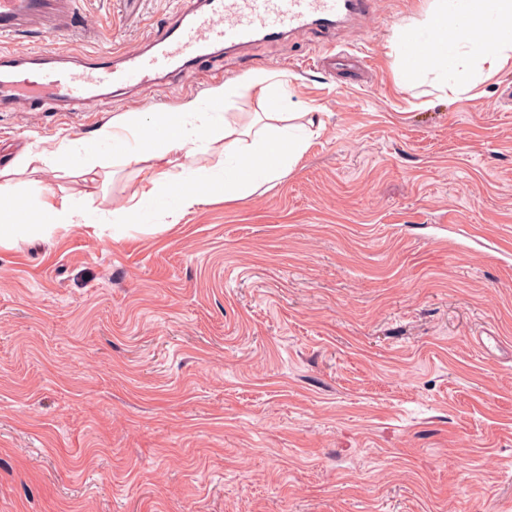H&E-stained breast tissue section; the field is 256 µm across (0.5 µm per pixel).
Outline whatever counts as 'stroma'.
I'll return each instance as SVG.
<instances>
[{
	"instance_id": "stroma-1",
	"label": "stroma",
	"mask_w": 512,
	"mask_h": 512,
	"mask_svg": "<svg viewBox=\"0 0 512 512\" xmlns=\"http://www.w3.org/2000/svg\"><path fill=\"white\" fill-rule=\"evenodd\" d=\"M427 3L380 0L364 28L258 43L142 102L0 112V169L215 82L253 114L241 87L265 71L324 125L265 193L173 225L152 207L111 240L93 227L140 178L110 163L91 226L0 244V512H512V67L403 90L391 39ZM179 8L66 0L0 50L131 49ZM326 43L368 81L316 67ZM33 178L86 192L59 158Z\"/></svg>"
}]
</instances>
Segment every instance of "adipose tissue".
<instances>
[{"label": "adipose tissue", "instance_id": "adipose-tissue-1", "mask_svg": "<svg viewBox=\"0 0 512 512\" xmlns=\"http://www.w3.org/2000/svg\"><path fill=\"white\" fill-rule=\"evenodd\" d=\"M401 63L400 81L409 86L422 74L437 75L440 91L459 94L471 83L468 71H449L459 47L478 68L494 74L512 62V0H430L421 18L392 38ZM260 111L246 124L216 113L228 88L209 89L205 100L184 102L177 112H125L100 126L82 153L60 145L70 173L96 182L105 155L136 164L141 176L140 198L116 210L110 222L98 225L99 236L119 239L143 223L145 208L166 207L180 219L217 193L244 196L291 170L318 137L321 124L300 112H278L275 73L252 78L244 85ZM222 144V163L206 166L198 159L212 145ZM46 156L26 152L0 170V240L30 236L52 238L71 227L87 224L92 193L81 199L47 194L30 205L18 191L15 175L37 173Z\"/></svg>", "mask_w": 512, "mask_h": 512}]
</instances>
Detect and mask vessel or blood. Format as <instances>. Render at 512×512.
Instances as JSON below:
<instances>
[{"label":"vessel or blood","mask_w":512,"mask_h":512,"mask_svg":"<svg viewBox=\"0 0 512 512\" xmlns=\"http://www.w3.org/2000/svg\"><path fill=\"white\" fill-rule=\"evenodd\" d=\"M50 0H0V35L47 10ZM377 0H182L177 16L151 28L133 49L85 53L0 51V111L46 106L63 112L111 106L114 93L152 95L203 72L219 53L257 42L361 23Z\"/></svg>","instance_id":"vessel-or-blood-1"}]
</instances>
